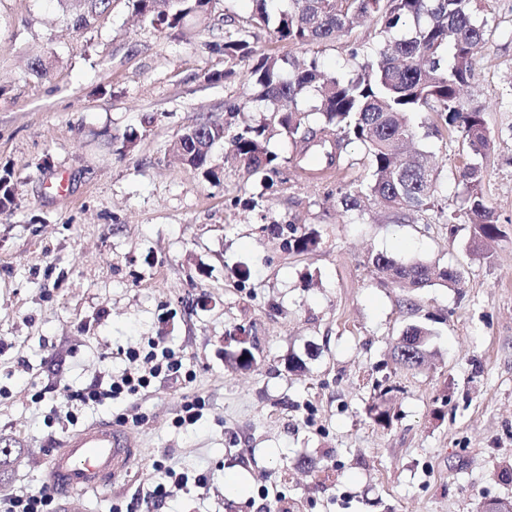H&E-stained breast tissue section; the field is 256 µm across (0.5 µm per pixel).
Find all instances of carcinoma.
Here are the masks:
<instances>
[{
    "label": "carcinoma",
    "instance_id": "carcinoma-1",
    "mask_svg": "<svg viewBox=\"0 0 512 512\" xmlns=\"http://www.w3.org/2000/svg\"><path fill=\"white\" fill-rule=\"evenodd\" d=\"M86 10L76 16L74 27H89L110 7V0H84ZM134 12L162 31L181 27L190 15L204 16L213 0H131ZM249 19L253 27H273L278 39L296 45H310L347 32L360 18L381 22L384 44L363 55L358 69L350 74H327L316 59L296 62L262 55L251 75L260 88L259 100L267 115L256 126L235 132L221 123L190 126L171 145L182 152L189 169L204 177L219 179L212 164L215 145L227 140L236 159L252 173L277 174V156L264 145L266 132L280 127L301 144L300 159L320 157L336 168L351 162L343 156L344 145L360 143L369 158V182L349 189L342 196L348 210L361 209L365 199L378 208L402 215L407 211L427 212L439 207L438 188L425 152L404 150L442 132H459L473 158L485 156L489 148L483 107L468 105L461 89L472 77L473 61L485 41L484 24L475 18V0H286L287 7L273 10V0H254ZM224 56L240 61L257 55L247 36L228 32ZM433 112L437 120H418L419 114ZM464 187L461 207L447 223L461 221L473 228L477 250L499 240L494 211L488 205L477 164L470 162L459 171ZM14 202L11 176H0V210ZM288 249L303 253L317 246L313 232L292 229ZM382 282L399 288L417 289L436 283L453 288L460 272L422 262L405 263L384 253L368 257ZM412 345L398 343V358L414 367L424 360L423 348L429 331L411 326L403 333ZM371 418L386 424L390 409L384 400L368 408Z\"/></svg>",
    "mask_w": 512,
    "mask_h": 512
}]
</instances>
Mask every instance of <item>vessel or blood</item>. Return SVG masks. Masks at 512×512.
<instances>
[{"label":"vessel or blood","instance_id":"b4317fda","mask_svg":"<svg viewBox=\"0 0 512 512\" xmlns=\"http://www.w3.org/2000/svg\"><path fill=\"white\" fill-rule=\"evenodd\" d=\"M136 453L127 430L99 420L70 434L52 451L45 483L65 494V512H78L81 494L126 473Z\"/></svg>","mask_w":512,"mask_h":512}]
</instances>
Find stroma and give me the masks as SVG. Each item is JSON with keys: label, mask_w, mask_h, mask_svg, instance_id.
<instances>
[{"label": "stroma", "mask_w": 512, "mask_h": 512, "mask_svg": "<svg viewBox=\"0 0 512 512\" xmlns=\"http://www.w3.org/2000/svg\"><path fill=\"white\" fill-rule=\"evenodd\" d=\"M476 5L489 37L463 96L485 107L482 187L502 231L480 258L471 226L440 218L457 209L469 161L456 133L423 143L440 212L402 217L343 208L342 188L370 179L356 143L352 169L326 180L296 168L279 129L269 178L226 159L225 143L213 149L216 181L168 155L197 122L263 119L252 61L222 51L225 32L249 29L253 0H214L205 23L176 37L130 0H111L81 31L60 0H0V172L15 197L0 211V497L42 488L68 411L59 388L144 369L153 340L192 378L77 407L83 426L128 417L139 448L127 476L84 493V512H155L146 494L159 461L205 478L162 512H479L512 496L501 474L512 466V0ZM249 31L259 53L313 57L329 74L384 41L373 21L310 46ZM37 58L53 60L47 75L32 72ZM292 225L317 246L289 250ZM372 252L450 265L461 281L383 284ZM413 325L431 336L409 369L393 352ZM242 334L257 343L246 370L224 358ZM293 355L303 374L289 372ZM380 396L385 425L367 414ZM198 397L199 420L178 424ZM232 474L245 494L228 490Z\"/></svg>", "instance_id": "35a3bbf8"}]
</instances>
